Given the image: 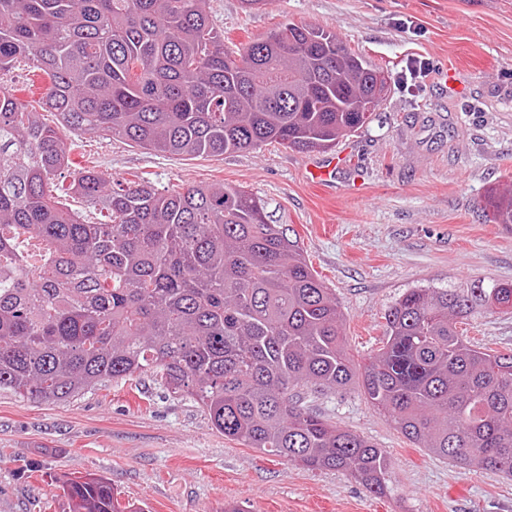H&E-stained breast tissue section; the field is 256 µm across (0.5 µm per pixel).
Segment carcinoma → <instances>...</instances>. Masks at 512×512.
Masks as SVG:
<instances>
[{
    "mask_svg": "<svg viewBox=\"0 0 512 512\" xmlns=\"http://www.w3.org/2000/svg\"><path fill=\"white\" fill-rule=\"evenodd\" d=\"M22 58L48 79L41 106L62 127L175 155L266 142L330 150L373 121L390 83L336 33L293 22L231 57L206 0H0V71ZM75 149L0 96V389L66 402L151 371L225 437L346 471L384 496L385 450L291 396L299 384L357 382L413 443L512 478V354L481 350L456 327L512 309V282L408 289L360 371L331 289L261 198L226 186L165 194L143 178L112 187L83 167L69 191L99 207L89 224L49 190ZM484 212L512 224V193L488 195ZM25 238L47 243L33 269ZM62 491L70 512H127L102 476Z\"/></svg>",
    "mask_w": 512,
    "mask_h": 512,
    "instance_id": "cac0c4a2",
    "label": "carcinoma"
}]
</instances>
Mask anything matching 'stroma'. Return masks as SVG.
<instances>
[{
	"label": "stroma",
	"instance_id": "35a3bbf8",
	"mask_svg": "<svg viewBox=\"0 0 512 512\" xmlns=\"http://www.w3.org/2000/svg\"><path fill=\"white\" fill-rule=\"evenodd\" d=\"M229 50L284 22L336 32L393 82L368 129L330 153L265 143L219 156L171 155L108 134H66L74 161L111 183L162 192L228 186L268 204L332 288L347 348L367 362L385 314L410 288L512 281V224H492L489 190L512 189V0H207ZM46 78L30 60L0 88L36 106ZM473 344L512 353V310L459 324ZM307 411L387 451V495L349 474L309 470L225 438L189 396L151 373L108 381L65 403L0 391V512H69L61 485L102 475L148 512H512V480L463 470L415 447L360 388L293 392Z\"/></svg>",
	"mask_w": 512,
	"mask_h": 512
}]
</instances>
